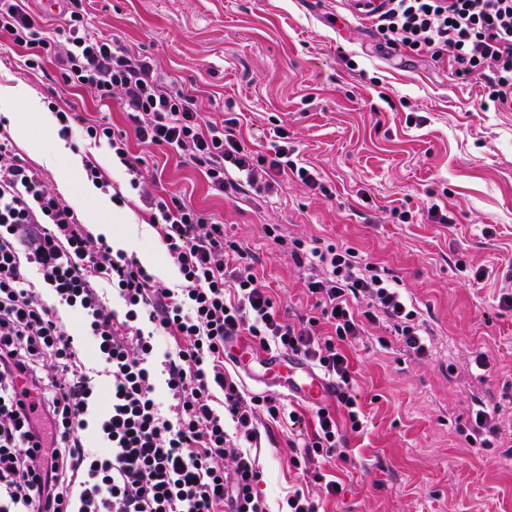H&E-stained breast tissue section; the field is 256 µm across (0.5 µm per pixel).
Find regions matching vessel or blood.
<instances>
[{
	"label": "vessel or blood",
	"instance_id": "obj_1",
	"mask_svg": "<svg viewBox=\"0 0 512 512\" xmlns=\"http://www.w3.org/2000/svg\"><path fill=\"white\" fill-rule=\"evenodd\" d=\"M227 352L234 366L257 382L281 385L286 397L318 405L334 395L333 383L298 355L235 340L228 343Z\"/></svg>",
	"mask_w": 512,
	"mask_h": 512
}]
</instances>
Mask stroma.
Returning <instances> with one entry per match:
<instances>
[{"label":"stroma","instance_id":"obj_1","mask_svg":"<svg viewBox=\"0 0 512 512\" xmlns=\"http://www.w3.org/2000/svg\"><path fill=\"white\" fill-rule=\"evenodd\" d=\"M84 21L154 59L160 74L193 91L211 119L240 116L245 147L273 157L276 129L299 151L298 164L331 190L322 195L295 178L276 194L247 200L213 193L175 152L131 141L144 158L143 184L171 192L245 243L253 270L286 318L311 301L288 254L263 235L279 224L291 236L355 249L377 264L418 308L429 354L407 355L398 337L369 323L345 345L367 416L341 435L348 462L323 464L341 492L321 512H512V447L473 448L460 426L476 403L499 408L512 429V111L482 106L484 80L458 77L429 55L388 48L356 0H82ZM26 87L61 106L125 129L118 104L52 83L28 69L22 51L0 39V89ZM17 151L42 168L53 189L64 163L44 164L56 135L36 123L18 131ZM439 205L444 224L429 219ZM110 245L133 253L160 280L177 277L138 206L112 208ZM493 234H486V227ZM483 269V279L470 271ZM486 356L484 369L472 365ZM289 406L302 427L271 425L255 453L257 491L278 505L289 491L313 489L290 464L316 430L315 409Z\"/></svg>","mask_w":512,"mask_h":512}]
</instances>
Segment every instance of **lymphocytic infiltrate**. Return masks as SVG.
I'll use <instances>...</instances> for the list:
<instances>
[{"label": "lymphocytic infiltrate", "mask_w": 512, "mask_h": 512, "mask_svg": "<svg viewBox=\"0 0 512 512\" xmlns=\"http://www.w3.org/2000/svg\"><path fill=\"white\" fill-rule=\"evenodd\" d=\"M368 16L393 48L448 56L462 75L482 71L488 102L512 110V0H389ZM70 20L67 36L53 39L27 0H0V35L23 50L27 68L52 67L65 85L102 103L118 100L140 142L176 151L213 190L246 196L288 173L318 188L294 147L277 145L269 165L255 163L227 131L238 118L205 119L196 96L150 62L87 30L78 13ZM47 107L61 137L80 125L84 141L107 149L140 190L143 160L126 137L56 100ZM143 202L175 282L156 280L124 249L92 237L46 175L18 156L0 122V512H271L251 453L257 417L279 424L295 414L279 398L248 395L226 374L225 339L248 333L263 347L300 354L333 381L337 408H318L316 433L292 460L298 470L316 457L347 460L337 412L351 431L363 428L341 352L362 332L359 303L385 317L415 355L427 352L415 306L354 250L288 240L279 225H265V236L287 244L308 272L317 313L298 328L265 281L244 269L249 251L227 240L223 225L175 195ZM43 287L81 314L95 359L42 299ZM160 336L172 344L157 364ZM91 425L100 445L87 440Z\"/></svg>", "instance_id": "1"}]
</instances>
